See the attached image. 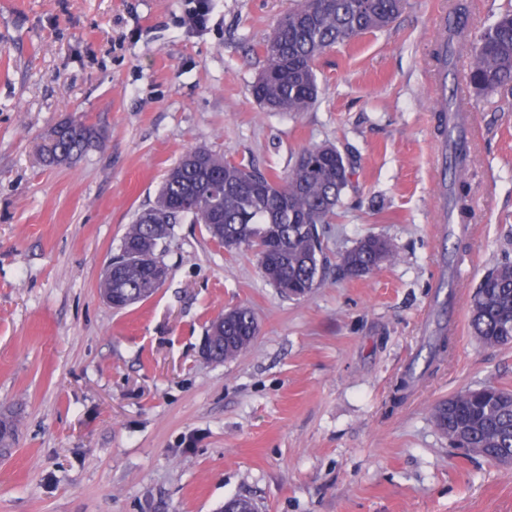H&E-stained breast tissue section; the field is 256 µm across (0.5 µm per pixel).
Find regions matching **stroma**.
<instances>
[{
	"label": "stroma",
	"instance_id": "1",
	"mask_svg": "<svg viewBox=\"0 0 512 512\" xmlns=\"http://www.w3.org/2000/svg\"><path fill=\"white\" fill-rule=\"evenodd\" d=\"M194 2L0 0V414L15 423L0 512H222L237 495L261 512H512V472L451 447L432 418L467 388L512 391V344L467 327L482 277L512 260V96H471L473 218L451 229L429 85L437 14L468 4L477 35L512 0H406L316 59L304 112L250 94L293 0H219L200 27ZM78 115L103 143L46 165L50 132ZM325 142L354 174L311 294L281 296L252 250L183 223L154 296L101 300L106 264L184 152L282 176ZM368 235L394 259L343 273ZM240 304L259 322L252 347L202 358L210 321ZM451 323L428 363L427 331Z\"/></svg>",
	"mask_w": 512,
	"mask_h": 512
}]
</instances>
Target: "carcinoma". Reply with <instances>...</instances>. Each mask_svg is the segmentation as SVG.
<instances>
[{
    "instance_id": "carcinoma-1",
    "label": "carcinoma",
    "mask_w": 512,
    "mask_h": 512,
    "mask_svg": "<svg viewBox=\"0 0 512 512\" xmlns=\"http://www.w3.org/2000/svg\"><path fill=\"white\" fill-rule=\"evenodd\" d=\"M404 5L405 0H296L264 45L265 66L252 96L271 111H306L318 99L317 56L388 26ZM467 14L468 6L460 7L448 27V68L463 51L470 57L471 88L512 95V14L498 17L474 38L468 37ZM100 139L85 120L66 121L51 132L45 159L68 163ZM452 151L455 199L466 217L469 151L458 148L455 140ZM350 177V164L332 144L304 149L281 180L210 150L191 149L167 171L154 204L128 226L120 246L125 262L115 267V276L100 280L99 288L126 307L148 299L143 288L155 265L163 262L173 225L187 220L204 225L219 244L253 250L270 285L288 289L290 298L305 297L325 276L324 225L333 223ZM156 224L166 225L164 233L154 230ZM393 258L387 239L369 235L341 256L340 266L350 276H362ZM217 327L220 337L214 347L220 362L247 352L258 332L255 314L246 305L224 310L208 331ZM469 329L487 346L512 341V262L498 264L479 284ZM448 342L442 328L429 337L431 358L446 353ZM432 417L456 448L512 454V393L493 385L469 388L439 402Z\"/></svg>"
}]
</instances>
